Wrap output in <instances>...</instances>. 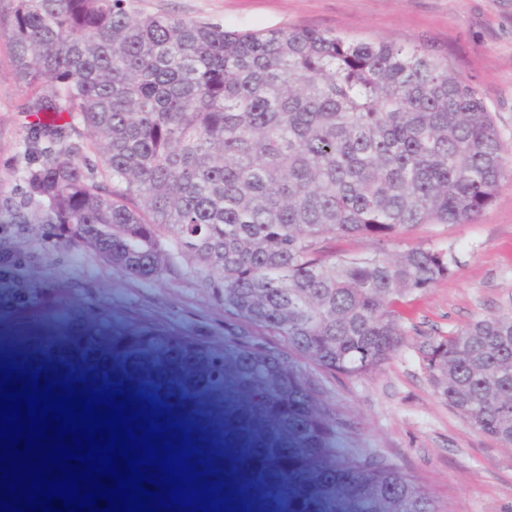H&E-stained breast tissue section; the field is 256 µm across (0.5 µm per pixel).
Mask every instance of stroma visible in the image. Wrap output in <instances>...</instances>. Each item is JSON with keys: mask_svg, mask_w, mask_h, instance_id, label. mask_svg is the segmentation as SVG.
Returning a JSON list of instances; mask_svg holds the SVG:
<instances>
[{"mask_svg": "<svg viewBox=\"0 0 512 512\" xmlns=\"http://www.w3.org/2000/svg\"><path fill=\"white\" fill-rule=\"evenodd\" d=\"M148 14L223 24L229 31L275 27L332 31L353 39L424 41L476 83L502 140L512 146V0H136ZM28 92L14 74L0 37V199L18 198L23 144L31 117ZM495 203L468 224H418L386 244L387 253L417 248L450 252L452 274L411 294L404 306L406 342L380 370L346 376L313 361L293 362L333 425L337 447L387 460L428 491L439 512H512V450L472 428L440 398L418 347L423 337L464 329L512 305V153ZM46 220L17 229L0 215V237L32 257L0 265V316L13 332L57 334L62 324L105 329L146 344L163 339L224 369V410L255 409L274 426L282 405L255 383L236 354L245 342L288 354L286 337L226 312L196 273L194 259L173 254L161 273L140 281L88 249L54 248ZM46 307L30 325L23 303Z\"/></svg>", "mask_w": 512, "mask_h": 512, "instance_id": "stroma-1", "label": "stroma"}]
</instances>
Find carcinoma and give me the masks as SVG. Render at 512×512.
Instances as JSON below:
<instances>
[{
  "instance_id": "cac0c4a2",
  "label": "carcinoma",
  "mask_w": 512,
  "mask_h": 512,
  "mask_svg": "<svg viewBox=\"0 0 512 512\" xmlns=\"http://www.w3.org/2000/svg\"><path fill=\"white\" fill-rule=\"evenodd\" d=\"M135 0H14L0 16L17 81L35 116L19 208L47 215L46 239L85 247L140 280L161 272V229L200 265L224 309L276 330L324 369H379L403 346L400 302L452 273L434 249L338 256L329 241L378 245L416 224H465L504 180L503 142L479 90L421 45L354 40L306 28L227 31L217 22L145 14ZM89 139L73 138L79 128ZM101 156L107 189L87 153ZM31 256L0 239V260ZM430 383L473 428L512 446V307L419 347ZM285 406L314 398L277 355L238 348ZM0 365L71 374L143 393L183 424L223 482L232 512H315L288 493L281 463L233 418L222 374L175 368L140 344L98 331L37 336ZM329 479L357 512H437L393 465L361 454Z\"/></svg>"
}]
</instances>
